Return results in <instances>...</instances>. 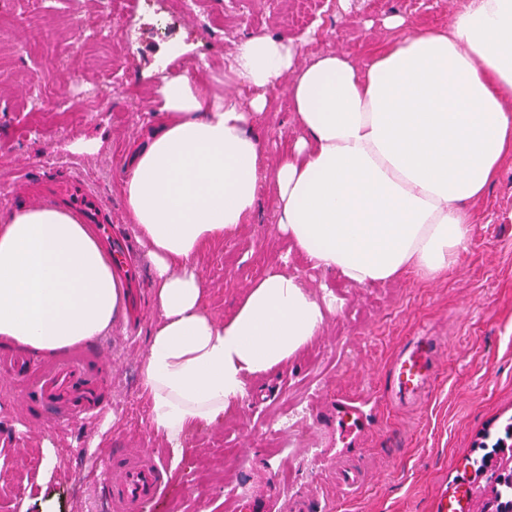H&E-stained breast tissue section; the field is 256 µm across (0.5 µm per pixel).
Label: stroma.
I'll return each instance as SVG.
<instances>
[{"label":"stroma","instance_id":"1","mask_svg":"<svg viewBox=\"0 0 512 512\" xmlns=\"http://www.w3.org/2000/svg\"><path fill=\"white\" fill-rule=\"evenodd\" d=\"M113 0L112 42H87L101 22L90 0H0V213L18 206L11 190L28 181V196L49 199L41 175H88L97 205L126 234L120 183L131 149L158 120L147 105L163 76L214 65L213 89H239L228 68L237 43L255 34L311 31L303 57L339 50L362 59L367 46L396 38L387 15L445 26L464 0H166L168 14ZM85 75L83 94H69ZM41 96L49 111L30 134L27 110ZM270 108L259 123L269 156L295 135L284 87L268 89ZM472 242L447 273H411L381 286L354 287L322 276L277 231L272 199L260 200L254 223L200 256L206 306L230 315L249 284L270 262L288 257L290 272L313 288L327 286L343 305L319 336L288 364L249 381L245 398L221 421L190 429L178 444L156 436L141 380L157 309L151 285L127 290V312L74 355L89 360L98 415L58 424V408L26 410L19 380L0 377V512H110L96 457L115 448L162 449L171 469L163 494L141 512H234L237 496L257 491L304 492L329 512H435L444 489L460 487L463 512H485L490 476H477L476 459L496 449L512 458V155L484 197L472 204ZM411 336L441 343L436 378L418 403L395 407L387 397L389 368ZM363 403L371 424L365 442L341 457L359 467L363 483L344 494L333 466L312 456L316 424L331 399ZM304 415L289 431L278 418L294 407Z\"/></svg>","mask_w":512,"mask_h":512}]
</instances>
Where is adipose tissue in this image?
<instances>
[{"label":"adipose tissue","instance_id":"adipose-tissue-1","mask_svg":"<svg viewBox=\"0 0 512 512\" xmlns=\"http://www.w3.org/2000/svg\"><path fill=\"white\" fill-rule=\"evenodd\" d=\"M386 23L404 35L361 64L339 51L301 60L306 32L250 36L232 67L247 101L185 73L157 88L158 126L121 191L154 262L142 384L166 440L222 420L248 379L294 359L336 312L333 293L281 263L230 317L208 312L197 259L252 222L262 184L293 249L352 286L433 278L467 249L468 206L512 155V0H470L445 29ZM281 84L298 134L271 162L254 126ZM123 306L78 212L35 200L0 213V343L54 355L103 335Z\"/></svg>","mask_w":512,"mask_h":512}]
</instances>
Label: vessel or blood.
Returning a JSON list of instances; mask_svg holds the SVG:
<instances>
[{
    "instance_id": "vessel-or-blood-1",
    "label": "vessel or blood",
    "mask_w": 512,
    "mask_h": 512,
    "mask_svg": "<svg viewBox=\"0 0 512 512\" xmlns=\"http://www.w3.org/2000/svg\"><path fill=\"white\" fill-rule=\"evenodd\" d=\"M66 194L71 205L83 209L87 223L92 224L97 236L109 241L111 251L120 253L127 249V242L112 241L108 227L100 223L95 209L89 208L94 194L91 183L73 185ZM22 371L34 376L23 396L29 409L42 410L60 402L67 403L72 413L94 409L91 370L85 361L69 359L47 368L25 356L0 355L1 375ZM433 372L431 345L421 336L398 353L392 382L399 391L410 393L429 386ZM333 412L336 433L343 446L355 444L369 432L370 422L362 405L339 398ZM102 475V492L110 501L112 512H139L143 500L159 494L166 486L169 469L148 449L127 448L106 457ZM314 508V501L303 495L282 504L263 495H253L245 501L242 512H313Z\"/></svg>"
}]
</instances>
